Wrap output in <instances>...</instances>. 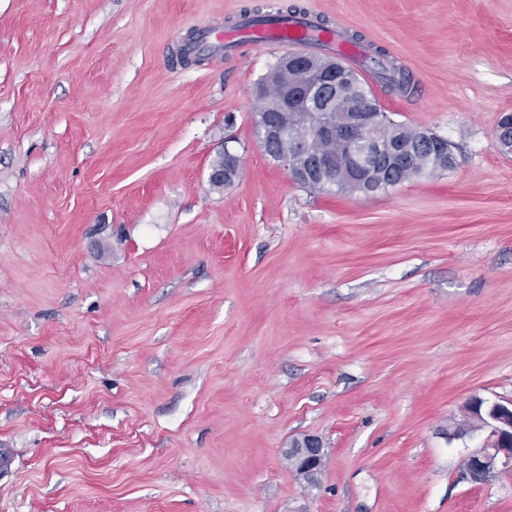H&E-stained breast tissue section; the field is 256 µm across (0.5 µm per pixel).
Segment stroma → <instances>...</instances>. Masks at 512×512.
<instances>
[{"instance_id": "stroma-1", "label": "stroma", "mask_w": 512, "mask_h": 512, "mask_svg": "<svg viewBox=\"0 0 512 512\" xmlns=\"http://www.w3.org/2000/svg\"><path fill=\"white\" fill-rule=\"evenodd\" d=\"M299 2L410 74L369 84L453 168L292 181L255 124L281 50L179 57L248 0H0V512H512L448 436L512 399V0ZM437 144L435 148H437L442 155L448 160V166H452L455 164V157L453 151L451 149V145L446 140H441L435 134H425L422 146H432L433 144ZM433 147H429L418 154V162L413 164H409L407 167L393 172L389 175L386 171L382 170L379 174L377 183V191L380 189H385L389 186H396L402 184L405 181H409L413 178L420 177L427 173H432L438 170H446L448 168L444 167L442 164L438 163L432 168L428 169V165L430 164V154L435 150ZM224 170H212L209 176L211 183L233 181L239 172L240 159L237 155L231 153L226 147L224 149V156L220 157L219 160L213 166V169ZM285 454L294 457L296 474L309 479L322 464L324 448L317 437L305 435L293 440Z\"/></svg>"}]
</instances>
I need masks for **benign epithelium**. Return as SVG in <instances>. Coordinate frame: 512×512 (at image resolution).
I'll return each instance as SVG.
<instances>
[{
  "label": "benign epithelium",
  "instance_id": "obj_1",
  "mask_svg": "<svg viewBox=\"0 0 512 512\" xmlns=\"http://www.w3.org/2000/svg\"><path fill=\"white\" fill-rule=\"evenodd\" d=\"M280 67L306 72L307 81L300 85L283 84L281 94L266 101L257 128L265 147L287 138L291 140L292 148L282 157V162L292 180L320 189L336 187L369 193L374 189L373 176L378 169L393 171L411 159L412 149L403 142L377 136L378 125L387 122L385 113L371 98L352 94L351 76L339 61L289 55L282 59ZM310 136L334 139L341 144L347 159L343 177H336V157L307 154ZM496 138L503 147L512 148L511 113L500 118ZM433 144L448 160V165L455 164L447 141L435 134L425 135L422 146ZM239 168V157L226 148L224 169L212 171L209 181H232ZM462 413L469 416L471 424L463 429L454 428L450 436L485 433L480 448L464 463L470 482L482 484L499 473H511L512 401L475 396L463 406ZM286 453L294 457L296 474L309 479L322 464L324 448L317 437L305 435L293 440Z\"/></svg>",
  "mask_w": 512,
  "mask_h": 512
}]
</instances>
